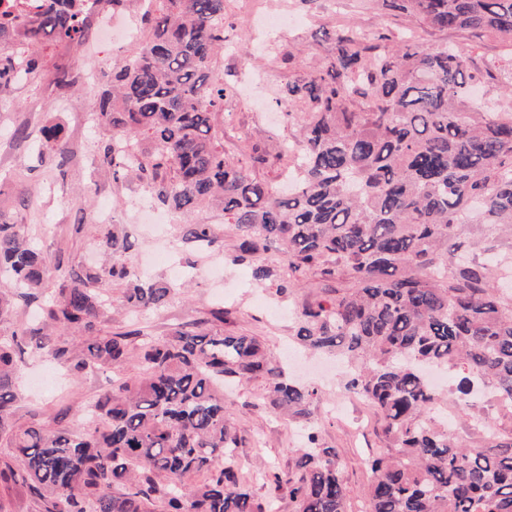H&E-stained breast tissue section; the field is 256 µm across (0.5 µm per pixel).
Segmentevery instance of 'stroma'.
<instances>
[{
    "mask_svg": "<svg viewBox=\"0 0 512 512\" xmlns=\"http://www.w3.org/2000/svg\"><path fill=\"white\" fill-rule=\"evenodd\" d=\"M249 1L252 0H230V25L225 29L226 48L218 59V70L234 75L240 82L251 75L262 78L257 91L263 109L252 111L241 99L227 101L224 151L237 157L246 142L266 150L268 159L256 165L255 172L275 183L280 179L276 146L298 138L299 128L268 117L277 108L276 91L286 82L290 70L281 57L259 50L254 28L247 21ZM254 1L276 13L301 14L300 22L280 32L278 42L285 49H301L299 63L304 71L322 65L332 46L324 33L340 23L368 32L410 28L423 46L447 43L468 55L506 54L494 36L476 39L466 31H439L412 17L381 13L370 7L367 0H313L307 6L299 0ZM135 50L132 44L109 43L100 57L94 58L86 54L83 44L52 41L41 50L44 63L40 69L0 86V217L21 225L23 233L39 245L51 264L59 267L65 283H73L89 273L98 275L97 288L108 300L96 320L99 333L121 332L135 324L143 335L162 338L187 324L209 319L211 310L220 307L224 310L225 334L256 337L278 358L284 350H296L292 339L294 318L311 293H330L329 283H301L283 299L275 294L276 281L260 284L253 280L250 267L225 264L223 280H192L189 288L160 310L132 313L123 308V294L129 283L112 279L108 273L112 254L105 244L113 225L100 223L101 201L111 203L115 225L123 228L133 244L122 256L124 264L136 276L142 273V267H149L147 275L153 281L170 277V265L149 266L153 253H168L170 264L203 267L223 262L224 257L232 255L237 240L234 231L225 224L223 212L216 209H205L195 216L197 222L214 225L219 232L209 251L182 243L174 230L163 239L151 236L133 219L138 201L148 198L143 187L128 179L113 181L111 171L103 167L106 133L101 127L86 124L84 116L97 111L101 94L112 86V71L122 66ZM98 62L106 69L100 82L88 85L70 80L74 70H88ZM54 124L62 129L64 155L39 161L42 130ZM20 129L25 130V138L17 137ZM21 360L14 410L16 420L22 424L81 428L75 412L106 390L114 376L109 372L76 373L58 368L40 358L31 340L24 344ZM292 376L301 384L319 387L314 423L322 443L339 452L347 512H366L372 481L367 459L386 445L380 412L360 401L347 405L343 413H335L336 398L344 394L346 378L344 366L335 360L308 356ZM226 395L231 420L244 436L236 450L242 476L259 503L275 500L279 512H289L287 501L277 500L264 474L292 464L296 448L303 443L306 425L280 416L267 405L262 380L234 383Z\"/></svg>",
    "mask_w": 512,
    "mask_h": 512,
    "instance_id": "stroma-1",
    "label": "stroma"
}]
</instances>
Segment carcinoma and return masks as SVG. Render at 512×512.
Here are the masks:
<instances>
[{"instance_id":"cac0c4a2","label":"carcinoma","mask_w":512,"mask_h":512,"mask_svg":"<svg viewBox=\"0 0 512 512\" xmlns=\"http://www.w3.org/2000/svg\"><path fill=\"white\" fill-rule=\"evenodd\" d=\"M85 0H35L34 18L14 25L0 10V39L19 45L0 63L18 80L41 65L32 46L85 31ZM387 13L438 30L486 34L512 47V0H375ZM228 0H150V30L131 62L112 73L97 119L107 135L102 162L113 179H135L163 207L191 216L224 211L235 230L232 263L257 281L277 276L259 259L271 247L287 273L276 294L311 273L336 280L335 295L306 302L293 336L306 349L344 359L346 387L375 406L389 445L368 460L367 512H512V432L480 423V445L460 443L433 415L425 367L463 373L457 391L471 406L481 383L512 409V295L493 283L460 228L481 209L485 224L512 235V110L475 105L468 84L481 74L512 91V67L447 44L424 47L351 27L333 31L320 69L300 72L277 104L299 128L298 165L279 147L288 187L253 170L258 147L230 159L217 115L233 85L216 69ZM184 240L216 241L211 224H187ZM0 322L15 302L44 291L55 270L19 229L0 218ZM173 283H141L123 305L165 306ZM104 300L86 282L61 284L41 308L70 337L39 329L0 333V487L21 481L35 512H274L255 502L235 463L243 435L230 421L224 382L261 378L271 409L310 426L294 465L268 474L291 512H346L337 449L313 423L318 389L295 383L253 336L193 324L144 341L138 373L90 404L96 427H14L16 353L36 340L44 357L76 372L120 368L136 330L94 333Z\"/></svg>"}]
</instances>
